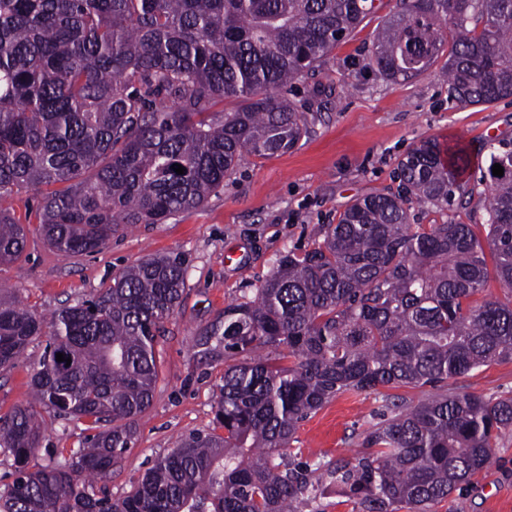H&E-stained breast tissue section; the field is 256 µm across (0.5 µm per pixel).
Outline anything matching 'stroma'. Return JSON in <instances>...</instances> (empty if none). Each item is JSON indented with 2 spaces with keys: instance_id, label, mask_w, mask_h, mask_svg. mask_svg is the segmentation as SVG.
<instances>
[{
  "instance_id": "stroma-1",
  "label": "stroma",
  "mask_w": 512,
  "mask_h": 512,
  "mask_svg": "<svg viewBox=\"0 0 512 512\" xmlns=\"http://www.w3.org/2000/svg\"><path fill=\"white\" fill-rule=\"evenodd\" d=\"M395 8L396 0H383L377 15L336 47L314 76L325 90L322 97H311V84L298 86L293 99L305 113L307 132L297 146L281 155L248 157L198 209L120 231L97 252L66 255L37 231L41 189L14 195V218L26 228L28 245L18 260L0 264V288L19 290L38 314L92 298L149 253L180 257L187 268L180 304L157 346L160 374L152 405L134 448L103 481L112 498L123 497L179 437L215 429L224 351L207 343L205 333L226 305L253 296L282 255L316 248L353 199L398 192L397 163L419 140L432 138L472 157L487 140H512V101L460 108L449 104L439 68L391 83L370 66L373 32ZM479 176L478 168H470L460 204L448 210L425 206L415 223L453 220L483 233ZM47 342V336L34 337L13 364L0 367V414L31 404V373ZM458 383L486 397L512 396V360L474 370ZM382 419L380 395L340 394L300 423L291 454L311 469L339 459L357 462L367 453L368 430ZM40 421L42 439L29 460L33 469L69 459L87 435L83 422L46 412ZM431 512H512V431L502 435L491 464Z\"/></svg>"
}]
</instances>
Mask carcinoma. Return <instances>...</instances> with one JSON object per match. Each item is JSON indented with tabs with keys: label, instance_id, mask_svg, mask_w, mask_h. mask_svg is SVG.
Returning <instances> with one entry per match:
<instances>
[{
	"label": "carcinoma",
	"instance_id": "obj_1",
	"mask_svg": "<svg viewBox=\"0 0 512 512\" xmlns=\"http://www.w3.org/2000/svg\"><path fill=\"white\" fill-rule=\"evenodd\" d=\"M378 9L376 0H0V263L26 247L11 213L24 189L61 185L39 200L40 233L80 255L124 228L199 207L244 157L294 148L306 118L288 92ZM445 50L448 101L511 99L512 0H398L370 61L404 81ZM217 98L240 106L215 122ZM484 150L486 240L470 224L409 223L416 205L447 209L469 168L466 154L422 140L398 161L403 191L356 199L317 248L282 256L254 297L224 307L206 333L224 346L215 405L224 434L179 439L120 499L99 482L152 404L157 345L187 269L148 255L93 298L53 311L32 374L35 403L107 429L32 471L36 411L0 415L13 467L0 512H299L319 483L289 462L299 423L339 394L382 388L390 417L365 437L376 456L338 461L327 478L358 512H427L447 499L512 430V397L453 387L411 405L391 390L512 358V302L472 304L492 278L512 291V142ZM43 325L0 289V366ZM265 348L291 364L263 357Z\"/></svg>",
	"mask_w": 512,
	"mask_h": 512
}]
</instances>
